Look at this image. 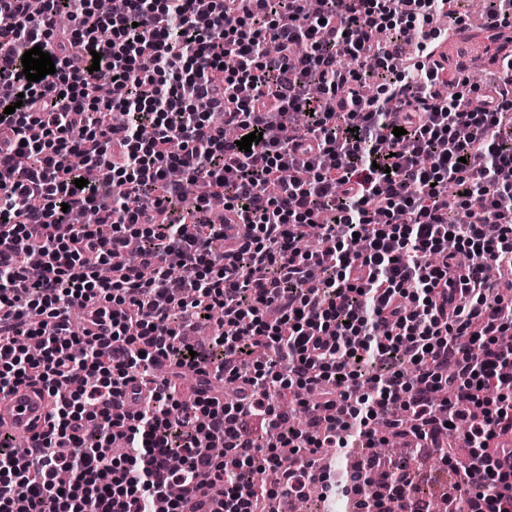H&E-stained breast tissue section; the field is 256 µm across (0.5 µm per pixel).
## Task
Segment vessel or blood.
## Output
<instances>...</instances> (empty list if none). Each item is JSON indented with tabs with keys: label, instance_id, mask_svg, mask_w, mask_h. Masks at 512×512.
I'll list each match as a JSON object with an SVG mask.
<instances>
[{
	"label": "vessel or blood",
	"instance_id": "obj_1",
	"mask_svg": "<svg viewBox=\"0 0 512 512\" xmlns=\"http://www.w3.org/2000/svg\"><path fill=\"white\" fill-rule=\"evenodd\" d=\"M52 400L40 387L20 388L7 397H0V432L31 436L49 427Z\"/></svg>",
	"mask_w": 512,
	"mask_h": 512
}]
</instances>
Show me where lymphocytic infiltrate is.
Wrapping results in <instances>:
<instances>
[{
    "mask_svg": "<svg viewBox=\"0 0 512 512\" xmlns=\"http://www.w3.org/2000/svg\"><path fill=\"white\" fill-rule=\"evenodd\" d=\"M449 2L0 0V396H56L47 433L0 434V512H192L204 485L211 512H259L276 491L251 473L283 448L354 456L344 475L282 469L289 494L423 512L375 452L380 419L434 444L456 430L455 499L512 512V295L485 301L487 268L512 271V54L495 84L448 68ZM37 45L55 71L32 82ZM217 310L191 350L184 329Z\"/></svg>",
    "mask_w": 512,
    "mask_h": 512,
    "instance_id": "f902f5d3",
    "label": "lymphocytic infiltrate"
}]
</instances>
